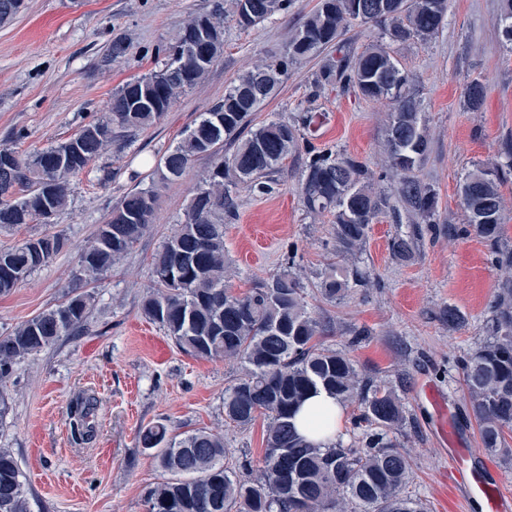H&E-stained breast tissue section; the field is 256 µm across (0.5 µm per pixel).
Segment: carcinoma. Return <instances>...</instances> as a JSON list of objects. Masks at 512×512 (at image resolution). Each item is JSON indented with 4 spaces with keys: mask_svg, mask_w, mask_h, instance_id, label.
<instances>
[{
    "mask_svg": "<svg viewBox=\"0 0 512 512\" xmlns=\"http://www.w3.org/2000/svg\"><path fill=\"white\" fill-rule=\"evenodd\" d=\"M294 0H233L232 17L248 29L285 13ZM367 11L362 23L381 30V39L356 54L331 58L316 74L312 88H357L366 98L391 103L385 151L390 168L400 173L398 196L424 224L434 223L435 194L420 182L415 168L429 153L420 101L412 91L413 74L391 55L387 41H427L445 25L448 0H321L295 30L284 52L237 77L224 100L202 112L157 166L158 182L182 177L194 157L208 154L214 164L197 186L184 218L153 258L155 289L143 301L145 317L160 324L183 351L203 358H224L242 374L224 392L225 419L247 426L267 417L263 467L255 477L233 468L224 438L206 430L171 436L162 424L139 432V444L155 460L162 479L144 494L147 512H427L423 502L405 495L411 466L391 434L406 422L395 390L365 378L345 353L317 341L320 324L308 310L298 277L285 270L258 281L245 294L224 285V215L235 209L233 189L243 186L256 196L275 191L273 174L301 146L299 128L280 120L254 123V115L288 76V68L337 45L343 32ZM222 13L195 15L162 49L159 69L124 83L112 94L111 115L87 125L78 135L80 153L61 158L65 143L26 158L13 155L14 173L0 171V227L54 216L66 206L70 177L83 171L113 130L146 129L156 123L184 91L198 84L224 51ZM213 38L199 40L203 29ZM155 89L159 107L131 108L135 87ZM485 87L479 81L464 93L470 108L480 106ZM303 148L309 161L302 175L301 199L311 213L335 217L336 253L355 259L370 225L388 207V197L364 180V165L331 148ZM500 167H476L464 180L461 204L467 224L493 248V263L512 272V251L499 248L502 230ZM48 185L45 192L42 185ZM158 206L155 185L135 188L98 226L81 257L83 273L94 278L139 240ZM63 247L57 234H45L0 250V294H7ZM395 257L408 259L413 240L392 239ZM352 270L321 273L317 292L330 302L345 296ZM88 308L85 296L44 311L0 336V380L13 366L81 328ZM487 336L463 360L464 384L479 425L484 450L507 456L506 432L512 430V275L501 281L486 324ZM324 389L339 402H355L361 429L356 444H316L293 423L306 397ZM96 399L86 397L70 411L71 426L81 438L93 433L90 417ZM0 512H28L22 472L7 448H0Z\"/></svg>",
    "mask_w": 512,
    "mask_h": 512,
    "instance_id": "1",
    "label": "carcinoma"
}]
</instances>
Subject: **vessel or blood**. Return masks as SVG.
I'll use <instances>...</instances> for the list:
<instances>
[{
	"mask_svg": "<svg viewBox=\"0 0 512 512\" xmlns=\"http://www.w3.org/2000/svg\"><path fill=\"white\" fill-rule=\"evenodd\" d=\"M425 397L436 415L434 435L448 460L447 481L459 502L479 501L484 512H512V492L492 464H477L476 451L457 443L458 426L448 415L446 398L438 390L427 388Z\"/></svg>",
	"mask_w": 512,
	"mask_h": 512,
	"instance_id": "vessel-or-blood-1",
	"label": "vessel or blood"
}]
</instances>
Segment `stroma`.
Segmentation results:
<instances>
[{
  "label": "stroma",
  "mask_w": 512,
  "mask_h": 512,
  "mask_svg": "<svg viewBox=\"0 0 512 512\" xmlns=\"http://www.w3.org/2000/svg\"><path fill=\"white\" fill-rule=\"evenodd\" d=\"M217 2L26 0L24 12L0 25V149L24 156L105 117L113 92L154 69L158 47L170 42L189 16L211 13ZM318 3L296 0L288 13L248 30L225 20L223 54L160 122L113 138L72 177L68 203L50 223L0 230V249L47 233L64 242L51 263L0 295V336L71 297L89 299L79 331L18 362L5 383L10 409L0 422V448L18 461L29 512H147L144 492L161 472L137 435L154 423L172 434L203 429L223 435L230 461L261 469L266 420L239 427L224 418V392L239 377V365L182 352L142 314L143 299L154 288L153 258L182 219L212 157L194 158L180 179L157 186L154 224L97 281L81 273L79 257L125 193L153 184L160 158L198 114L222 100L238 75L283 53ZM500 7L501 0H448L446 25L436 37L390 46L392 56L414 74L422 103L430 151L415 174L437 194L434 223L418 224L394 196L397 177L378 178L388 101L333 87L312 93L315 74L335 56V48L289 70L256 115L260 122L312 115L302 137L357 159L377 178L378 190L390 194L389 209L371 225L352 262L365 285L333 303L316 291L319 274L338 257L332 214L309 213L300 201L306 155L286 160L272 195L239 189L236 215L224 221L227 288L242 294L253 281L292 269L322 326L321 342L347 353L365 377L399 394L407 420L395 438L412 468L405 492L425 502L428 512H440L448 462L432 434L424 385L446 394L464 445L481 446L459 362L484 336L502 273L491 265L489 244L466 231L460 186L476 166L506 164L505 151L512 146V44L496 26ZM116 40L129 49L115 60L109 48ZM474 80L486 94L476 111L464 98ZM398 235L412 237L413 259L393 256L390 242ZM450 306L464 315L463 326L452 328L444 320ZM362 328L369 337L352 344L353 330ZM87 395L96 399L95 434L83 441L71 431L69 411Z\"/></svg>",
  "instance_id": "obj_1"
}]
</instances>
